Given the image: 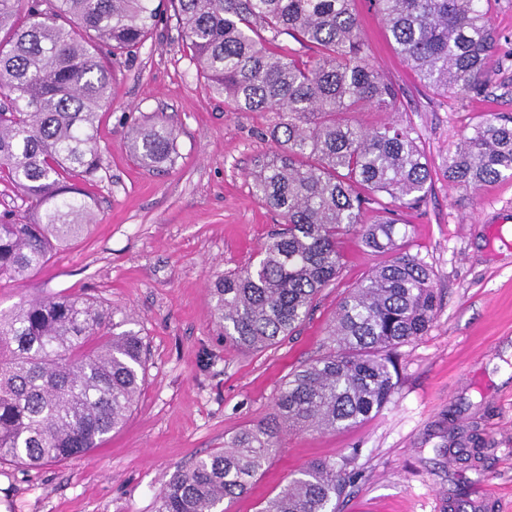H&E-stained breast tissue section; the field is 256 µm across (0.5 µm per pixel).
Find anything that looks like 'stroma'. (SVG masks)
Listing matches in <instances>:
<instances>
[{"mask_svg": "<svg viewBox=\"0 0 512 512\" xmlns=\"http://www.w3.org/2000/svg\"><path fill=\"white\" fill-rule=\"evenodd\" d=\"M356 10L370 60L399 89V117L416 128L432 169L426 201L399 217L410 252L433 272L438 309L427 334L399 348V384L384 409L348 430L284 435L227 512H260L320 459L348 463L340 512H512V177L473 190L444 175L479 115L512 114V0H494L491 81L468 97L425 88L368 0ZM160 121L177 140L155 170L132 157L128 133ZM274 122L270 112L233 111L210 88L169 14L135 53L113 60L97 128L103 168L89 188L93 222L35 275L0 286V309L69 293L111 305L148 344L144 381L126 425L90 455L35 469L1 463L0 512H158L175 469L268 417L289 372L325 352L345 291L385 261L357 233L338 241L336 282L274 346L225 344L209 294L283 222L247 176L275 150Z\"/></svg>", "mask_w": 512, "mask_h": 512, "instance_id": "stroma-1", "label": "stroma"}]
</instances>
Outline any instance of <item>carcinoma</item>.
Wrapping results in <instances>:
<instances>
[{
    "instance_id": "cac0c4a2",
    "label": "carcinoma",
    "mask_w": 512,
    "mask_h": 512,
    "mask_svg": "<svg viewBox=\"0 0 512 512\" xmlns=\"http://www.w3.org/2000/svg\"><path fill=\"white\" fill-rule=\"evenodd\" d=\"M397 54L436 92L473 95L490 81L497 44L492 0H369ZM213 91L239 112H273L276 150L250 172L253 194L285 220L258 258L211 289L224 341L258 351L292 335L336 281V241L353 230L392 258L341 299L327 352L291 372L272 415L224 450L175 470L158 512H226L246 495L286 432L348 429L391 402L397 351L431 327L438 295L427 264L402 245L396 212L423 203L432 173L419 135L398 121L366 127L354 115L399 111L396 88L368 61L353 0H166ZM152 0H0V181L27 204L0 215V285L20 282L91 221L80 182L102 169L99 109L112 57L153 30ZM287 35L313 51L281 44ZM174 130L132 128L129 148L155 167L172 158ZM512 175V115L471 127L444 174L479 188ZM388 198L383 202L382 198ZM372 204L386 216L360 224ZM81 294L0 311V463L34 468L85 456L122 427L139 395L147 347L132 319ZM344 467L300 469L261 512H336Z\"/></svg>"
}]
</instances>
